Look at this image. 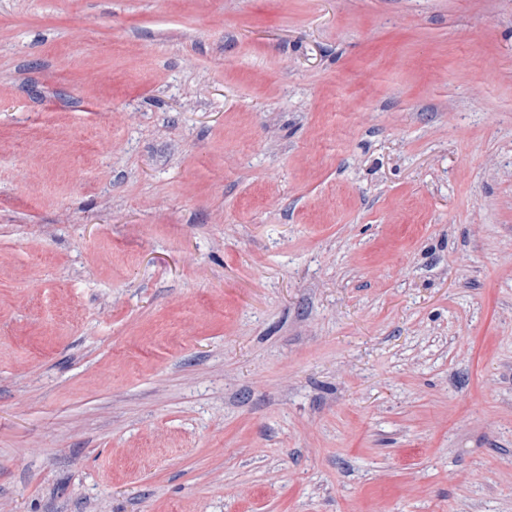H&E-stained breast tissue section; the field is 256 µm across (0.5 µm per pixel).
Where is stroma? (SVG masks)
I'll return each mask as SVG.
<instances>
[{"instance_id": "obj_1", "label": "stroma", "mask_w": 512, "mask_h": 512, "mask_svg": "<svg viewBox=\"0 0 512 512\" xmlns=\"http://www.w3.org/2000/svg\"><path fill=\"white\" fill-rule=\"evenodd\" d=\"M0 512H512V0H0Z\"/></svg>"}]
</instances>
